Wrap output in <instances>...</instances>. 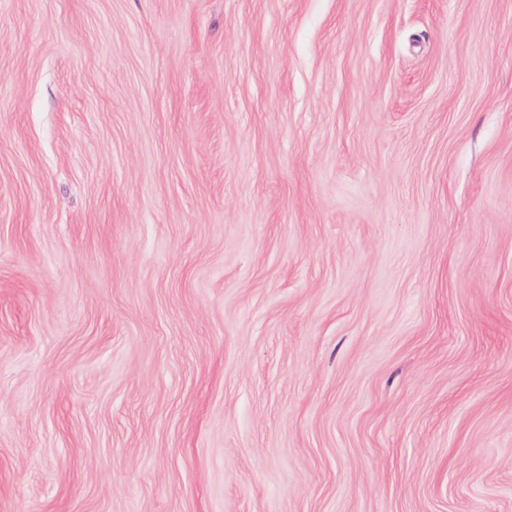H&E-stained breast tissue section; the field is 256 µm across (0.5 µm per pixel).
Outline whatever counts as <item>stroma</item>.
<instances>
[{"mask_svg": "<svg viewBox=\"0 0 512 512\" xmlns=\"http://www.w3.org/2000/svg\"><path fill=\"white\" fill-rule=\"evenodd\" d=\"M0 512H512V0H0Z\"/></svg>", "mask_w": 512, "mask_h": 512, "instance_id": "stroma-1", "label": "stroma"}]
</instances>
